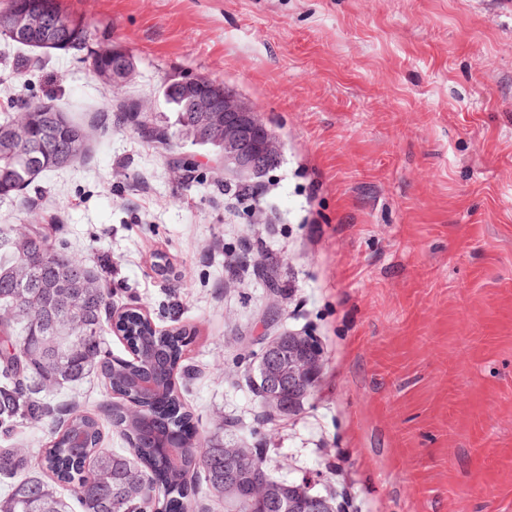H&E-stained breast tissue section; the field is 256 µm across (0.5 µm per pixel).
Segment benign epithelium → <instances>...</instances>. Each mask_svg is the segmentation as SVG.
<instances>
[{
  "label": "benign epithelium",
  "mask_w": 512,
  "mask_h": 512,
  "mask_svg": "<svg viewBox=\"0 0 512 512\" xmlns=\"http://www.w3.org/2000/svg\"><path fill=\"white\" fill-rule=\"evenodd\" d=\"M224 101V170L249 177H260L268 170L265 158L268 154H278L280 145L269 137L266 127L257 119L255 110L246 106L229 93L222 95ZM265 358L260 362V374L256 381L257 395L264 406L281 413L283 377H288V389L300 384L312 387L323 372L322 353L290 357L282 361L280 340L276 336L268 338ZM251 494L275 505L280 502V494L267 482L254 479ZM288 512H337L329 497L307 492L295 495L288 493Z\"/></svg>",
  "instance_id": "benign-epithelium-1"
}]
</instances>
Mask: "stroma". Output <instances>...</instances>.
I'll return each instance as SVG.
<instances>
[{"mask_svg": "<svg viewBox=\"0 0 512 512\" xmlns=\"http://www.w3.org/2000/svg\"><path fill=\"white\" fill-rule=\"evenodd\" d=\"M87 47L0 36V120L53 104L88 154L0 198V224L47 225L111 270L112 309L184 328L176 387L191 434L259 449L268 473L339 512H512V0H59ZM133 60L111 83L91 50ZM205 77L283 145L240 176L191 142L156 148L163 90ZM314 337L321 378L269 416L255 390L267 336ZM95 413L128 451L98 375L44 394ZM50 418L0 445L30 462Z\"/></svg>", "mask_w": 512, "mask_h": 512, "instance_id": "1", "label": "stroma"}]
</instances>
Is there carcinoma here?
Returning a JSON list of instances; mask_svg holds the SVG:
<instances>
[{"instance_id":"obj_1","label":"carcinoma","mask_w":512,"mask_h":512,"mask_svg":"<svg viewBox=\"0 0 512 512\" xmlns=\"http://www.w3.org/2000/svg\"><path fill=\"white\" fill-rule=\"evenodd\" d=\"M0 34L36 49H64L82 45L88 25L62 8L56 0H0ZM132 58L117 49L93 54L92 72L106 82L112 72ZM176 115L174 129L148 127L137 112L127 108L117 115L120 123H133L143 136L162 146L176 139L197 144L205 112L218 117L208 126L203 143L224 150V112L221 92L203 88L200 100L183 92L179 83L164 91ZM25 134L12 122L0 121V197L29 186L45 172L63 169L85 157L90 135L66 113L39 101L21 105ZM112 303L102 272L86 260L53 244L38 224L19 231L0 224V423L39 418L50 409L39 397L49 387L63 388L92 373L106 387L123 395L112 405L111 425L131 445L129 455L100 448L102 431L97 417L87 411L67 413L53 420L49 445L41 455L48 479L20 475L24 461L11 449L0 450V475L10 479L0 495V512H68L57 485H74L82 512H124L132 504L152 512H190L194 489L189 476L201 469L211 493L224 497V448L221 440H194L181 436L190 427L173 384L174 368L187 346L184 329L157 331L141 312L119 316L117 331L132 352V359L112 358L103 341L104 309ZM145 377L156 386L155 398L144 401L133 390ZM143 407V417L133 418L129 406ZM184 445L192 452L172 457L168 446ZM166 476L163 494H149V473ZM241 512H279L251 496L250 486L238 488Z\"/></svg>"}]
</instances>
